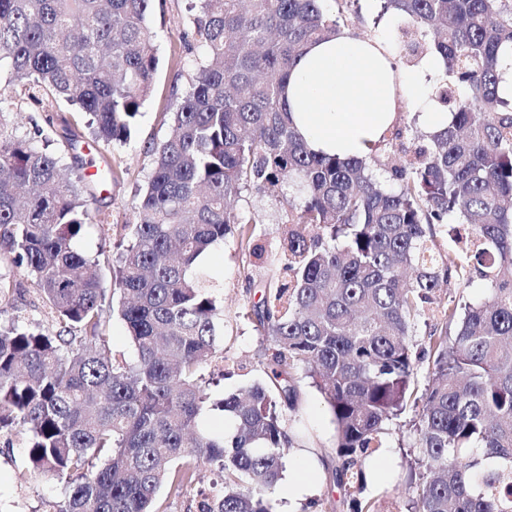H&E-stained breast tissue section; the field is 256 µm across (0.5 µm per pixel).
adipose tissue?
<instances>
[{"label": "adipose tissue", "mask_w": 512, "mask_h": 512, "mask_svg": "<svg viewBox=\"0 0 512 512\" xmlns=\"http://www.w3.org/2000/svg\"><path fill=\"white\" fill-rule=\"evenodd\" d=\"M445 71L433 53L418 68L395 73L381 42L343 28L309 45L294 64L286 87L291 120L313 150L366 157L394 123L399 93L416 97L425 132L450 124L451 113L435 109L428 86Z\"/></svg>", "instance_id": "obj_1"}]
</instances>
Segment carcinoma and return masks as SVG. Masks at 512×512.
<instances>
[{"label": "carcinoma", "instance_id": "carcinoma-1", "mask_svg": "<svg viewBox=\"0 0 512 512\" xmlns=\"http://www.w3.org/2000/svg\"><path fill=\"white\" fill-rule=\"evenodd\" d=\"M152 0H0V81L35 101L91 116L95 142L135 129L158 68ZM324 0H196L202 55L148 151L152 170L115 242L112 295L99 260L75 249L94 216L84 196L114 172L62 173V157L5 133L0 105V247L36 286L57 330L0 331V435L28 438L33 472L62 484L52 512H162L196 481L222 474L199 512H276L285 458L307 444L285 424L305 378L335 425L332 482L349 512L364 496V461L401 419L416 434L409 512H512V102L497 93L512 43V0H385L401 16L406 54L434 51L455 97L432 147L394 157L388 189L372 157L311 150L284 89L296 58L332 37ZM292 191L272 262L290 280L265 290L255 330L272 353L262 380L215 403L231 433L202 428L207 371L223 308L197 260L256 220L243 193ZM454 219L460 252L436 230ZM486 297L437 294L474 278ZM442 318L417 337L431 306ZM123 322L133 360L109 347L105 312ZM426 383L418 386V373Z\"/></svg>", "mask_w": 512, "mask_h": 512}]
</instances>
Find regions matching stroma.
<instances>
[{
    "label": "stroma",
    "mask_w": 512,
    "mask_h": 512,
    "mask_svg": "<svg viewBox=\"0 0 512 512\" xmlns=\"http://www.w3.org/2000/svg\"><path fill=\"white\" fill-rule=\"evenodd\" d=\"M189 0H155L151 24L156 32L159 65L152 91L145 103L143 116L130 140L111 149L93 144L86 117L77 106L66 102L17 99L11 86L0 84V102L14 103L7 127L9 133L31 140L38 148L60 154L66 166L81 162L84 168L95 166L105 158L116 174L106 190L96 192L93 208L101 223L125 224L134 216L138 193L146 183L152 158L150 143L161 140L169 129V115L174 112L178 96L188 89L200 50L188 34ZM396 128L400 132L392 145H378L374 156L379 172H386L395 150L415 151L429 147L415 107L403 105L398 110ZM76 132L81 140L79 152L67 150L65 131ZM240 208L250 211L257 220L254 240L262 244L278 243L285 229V208L279 197L245 195ZM267 263L258 262L244 268L238 235L230 234L223 244L208 252L205 272L214 286L213 293L224 307L223 332L218 343L224 351V369L214 372L210 386L212 399L247 388L262 377V364L269 352L254 329L251 310L264 291ZM0 274L17 292L0 299V325L15 323L49 328L51 316L43 307L38 293L24 269L10 262V255L0 251ZM303 402L293 415L291 425L301 427L311 438V453L316 461L317 495L327 494L330 479L328 454L335 443V425L320 394L310 384H303ZM414 434L401 427L387 439L382 453L372 456L371 467L380 473L379 481H368L365 493L378 499L384 512H406V456L412 450ZM63 489L56 481L31 473L26 465V441L16 435L0 437V512H47L51 502L60 500Z\"/></svg>",
    "instance_id": "35a3bbf8"
}]
</instances>
